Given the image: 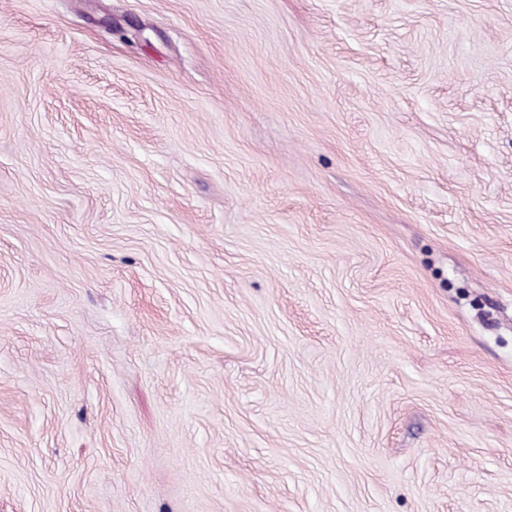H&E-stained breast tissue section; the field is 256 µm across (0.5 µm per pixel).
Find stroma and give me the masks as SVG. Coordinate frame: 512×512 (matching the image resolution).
I'll use <instances>...</instances> for the list:
<instances>
[{
	"mask_svg": "<svg viewBox=\"0 0 512 512\" xmlns=\"http://www.w3.org/2000/svg\"><path fill=\"white\" fill-rule=\"evenodd\" d=\"M0 512H512V0H0Z\"/></svg>",
	"mask_w": 512,
	"mask_h": 512,
	"instance_id": "1",
	"label": "stroma"
}]
</instances>
